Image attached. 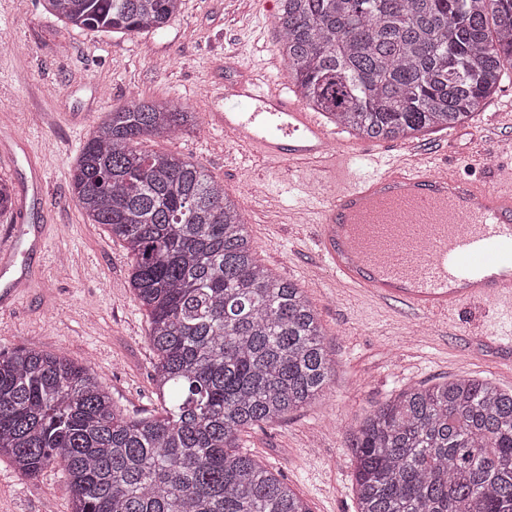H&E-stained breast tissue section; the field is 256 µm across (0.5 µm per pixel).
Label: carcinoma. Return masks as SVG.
<instances>
[{"instance_id": "obj_1", "label": "carcinoma", "mask_w": 512, "mask_h": 512, "mask_svg": "<svg viewBox=\"0 0 512 512\" xmlns=\"http://www.w3.org/2000/svg\"><path fill=\"white\" fill-rule=\"evenodd\" d=\"M277 49L309 109L365 141L465 124L512 68V0H279ZM66 25L160 32L182 0H44ZM178 100L106 113L71 174L76 204L132 256L161 417L126 418L68 358L0 351V457L66 473L72 512H311L238 435L328 389L316 310L258 263L201 164L140 148L197 132ZM357 512H512V391L459 376L399 391L352 434Z\"/></svg>"}]
</instances>
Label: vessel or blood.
<instances>
[{
	"mask_svg": "<svg viewBox=\"0 0 512 512\" xmlns=\"http://www.w3.org/2000/svg\"><path fill=\"white\" fill-rule=\"evenodd\" d=\"M276 69L272 59L212 89L209 118L282 172L314 162L335 183L311 209L316 265L339 284L404 304L418 321H444L477 302L512 323V191L448 173L425 151L411 161L386 146L349 151L273 78ZM46 238L43 224L0 234L1 309L27 288Z\"/></svg>",
	"mask_w": 512,
	"mask_h": 512,
	"instance_id": "vessel-or-blood-1",
	"label": "vessel or blood"
}]
</instances>
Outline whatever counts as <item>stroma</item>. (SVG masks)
<instances>
[{"label":"stroma","mask_w":512,"mask_h":512,"mask_svg":"<svg viewBox=\"0 0 512 512\" xmlns=\"http://www.w3.org/2000/svg\"><path fill=\"white\" fill-rule=\"evenodd\" d=\"M276 14L256 0H182L165 30L128 36L66 27L45 12L43 0H0V42L15 46L0 54V155L16 158L15 165H0V179L15 192L14 207L0 215V232L22 220L48 227L44 266L15 308L0 311V351L66 356L100 378L124 415L159 414L156 356L147 313L130 285L131 258L77 206L70 174L104 113L130 93L177 99L207 114L213 85L260 70L276 53ZM416 143L445 151L449 171L497 187L495 166L512 168V74L456 137L433 129ZM142 147L190 156L223 182L250 228L258 262L301 288L318 313L335 367L324 396L239 437L240 448L284 478L311 512H357L349 439L364 414L390 395L459 375L512 390V366L470 333L486 318L482 308L456 313L447 334L431 323L415 336L401 303L384 305L337 286L329 271L313 265V225L288 218L294 198L281 173L245 148L225 158L223 132L151 138ZM477 149L487 166L472 162ZM32 159L42 171L37 189ZM71 507L60 468L28 479L0 458V512Z\"/></svg>","instance_id":"1"}]
</instances>
